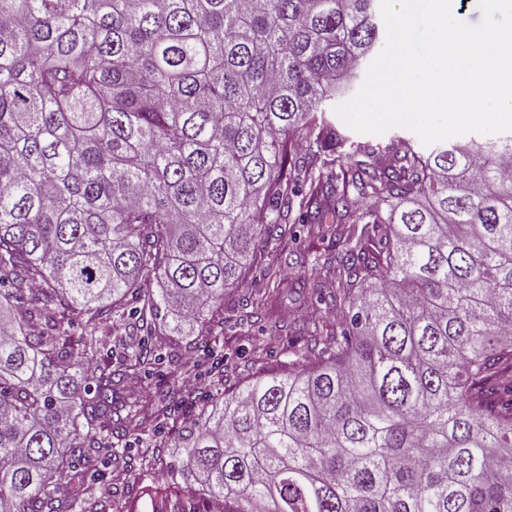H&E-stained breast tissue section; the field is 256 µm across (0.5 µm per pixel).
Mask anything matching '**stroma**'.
<instances>
[{"label":"stroma","mask_w":512,"mask_h":512,"mask_svg":"<svg viewBox=\"0 0 512 512\" xmlns=\"http://www.w3.org/2000/svg\"><path fill=\"white\" fill-rule=\"evenodd\" d=\"M286 283L275 309L273 321L251 322L244 309L224 315V341L216 344L205 336H156L151 340L160 359L154 369L156 382L177 377L184 399L198 400L208 394L216 375H223L225 384L251 378L259 368L275 366L290 358L288 329L296 319L311 316L315 303L299 294L298 278H317L318 270L301 265L296 257H288L284 266ZM192 358L195 367L178 377L177 368L185 358ZM89 470L95 484L113 504L127 503L138 512H155L157 501L144 492L145 486L155 484L158 475L151 448L131 441L119 449L116 456L100 455Z\"/></svg>","instance_id":"obj_1"}]
</instances>
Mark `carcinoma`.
Instances as JSON below:
<instances>
[{"mask_svg":"<svg viewBox=\"0 0 512 512\" xmlns=\"http://www.w3.org/2000/svg\"><path fill=\"white\" fill-rule=\"evenodd\" d=\"M384 37L376 0H0V508L99 512L81 465L144 439L176 382L120 322L224 337L273 315L292 213L335 254L337 326L216 385L175 441L224 512H512V135L422 149L327 116Z\"/></svg>","mask_w":512,"mask_h":512,"instance_id":"carcinoma-1","label":"carcinoma"}]
</instances>
